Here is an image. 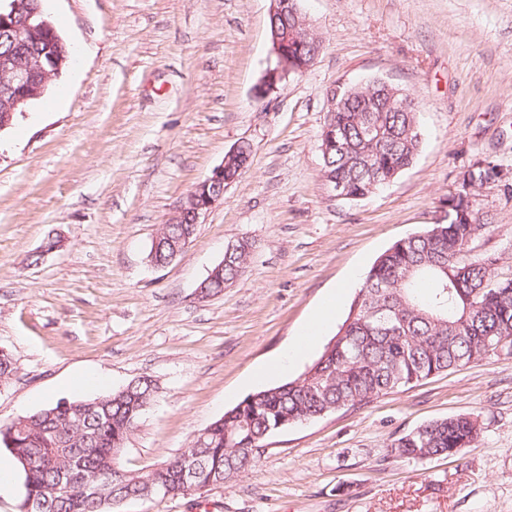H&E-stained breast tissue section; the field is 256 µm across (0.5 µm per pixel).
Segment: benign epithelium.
<instances>
[{"label":"benign epithelium","instance_id":"1","mask_svg":"<svg viewBox=\"0 0 512 512\" xmlns=\"http://www.w3.org/2000/svg\"><path fill=\"white\" fill-rule=\"evenodd\" d=\"M285 8L295 19V25L283 35L273 34L271 51L275 64L265 71L255 90L260 99L291 72L307 71L319 55V50L313 48L301 58L295 57V44L307 41L311 31L298 0H270L269 15ZM50 31L51 24L40 7L28 5V0L0 3V41L6 38L10 42L9 49L0 53V132L10 127L15 116L25 112L32 100L45 94L50 81L69 61L62 41L50 37ZM249 163L250 159L241 155L240 146H234L221 165L191 187L166 223H203L210 210L224 199L226 187L234 182L227 177L228 169L236 166L243 172Z\"/></svg>","mask_w":512,"mask_h":512}]
</instances>
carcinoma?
Returning <instances> with one entry per match:
<instances>
[{
  "label": "carcinoma",
  "mask_w": 512,
  "mask_h": 512,
  "mask_svg": "<svg viewBox=\"0 0 512 512\" xmlns=\"http://www.w3.org/2000/svg\"><path fill=\"white\" fill-rule=\"evenodd\" d=\"M351 96L330 117L340 147L322 157L325 173L341 181L353 199L387 184L411 167L421 134L417 108L399 112L378 79L351 85ZM373 100L374 111H365ZM374 127L376 136L367 135ZM472 193L489 182L512 197L502 168L479 160L460 174ZM448 200V220L396 241L367 272L346 320L318 358L297 379L246 396L205 428L204 442L186 453L197 462L189 484L170 467L112 469V449L125 442L153 401L158 385L141 375L120 389L86 400H58L25 416L15 431L0 424V447L24 474L20 512H114L126 500L185 498L229 483L260 460L268 439L291 425L354 408L421 380L501 353L512 357V279L498 278L501 257L457 254L482 227L459 221ZM189 224H171L150 262L167 259L173 244L195 235ZM252 243L241 239L224 253V268L209 277L207 295L242 276ZM15 370L0 349V385ZM479 436L475 419L459 414L424 424L393 441V456L414 460L448 457ZM96 485L93 495L81 486ZM38 508L28 510L29 501Z\"/></svg>",
  "instance_id": "obj_1"
}]
</instances>
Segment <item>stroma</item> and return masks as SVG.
Masks as SVG:
<instances>
[{
    "mask_svg": "<svg viewBox=\"0 0 512 512\" xmlns=\"http://www.w3.org/2000/svg\"><path fill=\"white\" fill-rule=\"evenodd\" d=\"M269 6L43 0L75 56L0 132V347L17 368L0 423L148 374L159 389L119 464L169 461L247 394L302 375L312 356L254 377L336 289L331 338L375 259L436 222L461 171L485 158L512 171V0H301L322 50L259 99ZM374 77L415 99L422 143L409 169L348 201L321 173L327 92ZM241 142L248 169L170 264L151 265L160 226ZM474 210L485 225L469 256L500 255L512 277V198L489 183ZM241 238L246 273L200 298ZM88 374L102 385L79 388ZM458 414L477 421L471 446L391 456L393 440ZM118 512H512V357L290 427L233 482Z\"/></svg>",
    "mask_w": 512,
    "mask_h": 512,
    "instance_id": "stroma-1",
    "label": "stroma"
}]
</instances>
